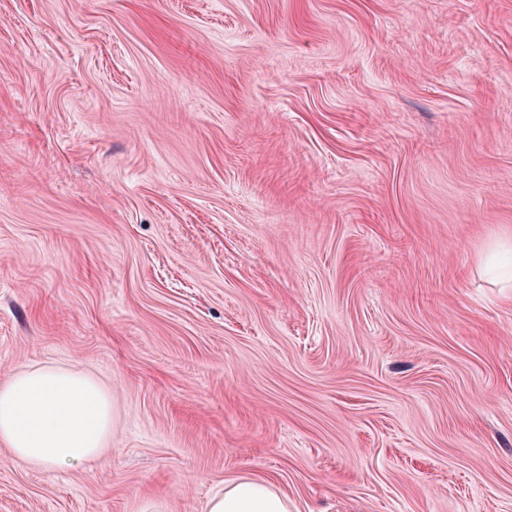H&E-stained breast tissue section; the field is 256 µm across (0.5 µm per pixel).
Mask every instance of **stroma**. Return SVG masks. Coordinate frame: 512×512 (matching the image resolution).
<instances>
[{
	"instance_id": "obj_1",
	"label": "stroma",
	"mask_w": 512,
	"mask_h": 512,
	"mask_svg": "<svg viewBox=\"0 0 512 512\" xmlns=\"http://www.w3.org/2000/svg\"><path fill=\"white\" fill-rule=\"evenodd\" d=\"M510 234L512 0H0V384L114 408L0 512H512ZM478 262L483 263L488 273L494 274L501 288H512V239H498L491 243L479 256ZM208 512H291L288 497L271 481L241 475L212 496Z\"/></svg>"
}]
</instances>
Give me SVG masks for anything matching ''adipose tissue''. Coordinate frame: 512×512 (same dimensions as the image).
I'll use <instances>...</instances> for the list:
<instances>
[{
    "instance_id": "1",
    "label": "adipose tissue",
    "mask_w": 512,
    "mask_h": 512,
    "mask_svg": "<svg viewBox=\"0 0 512 512\" xmlns=\"http://www.w3.org/2000/svg\"><path fill=\"white\" fill-rule=\"evenodd\" d=\"M112 434V395L92 375L58 365L27 368L0 385V442L26 467L52 472L97 460ZM207 512H291L271 481L229 480Z\"/></svg>"
}]
</instances>
